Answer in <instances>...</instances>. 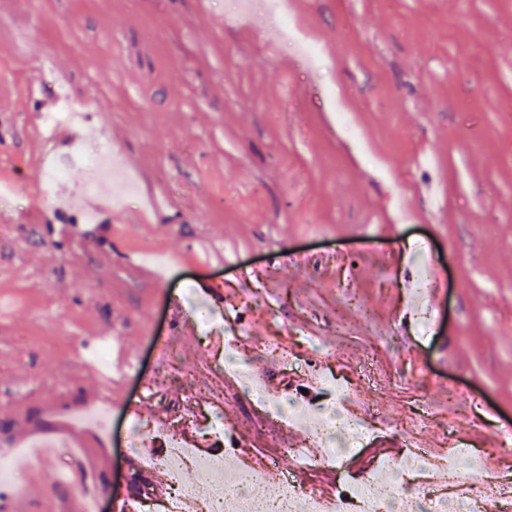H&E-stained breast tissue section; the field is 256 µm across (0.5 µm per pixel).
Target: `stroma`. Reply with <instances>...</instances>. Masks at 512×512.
<instances>
[{"label":"stroma","mask_w":512,"mask_h":512,"mask_svg":"<svg viewBox=\"0 0 512 512\" xmlns=\"http://www.w3.org/2000/svg\"><path fill=\"white\" fill-rule=\"evenodd\" d=\"M224 3L0 0V454L58 437L99 384V343L137 358L96 433L105 473L55 485L20 463L0 512H66L94 482L103 512L161 503L169 483L123 446L132 409L175 426L217 412L298 483L330 484L293 468L301 429L253 439L259 410L228 394V331L283 396L311 384L260 344L358 382L379 432L354 471L460 445L512 480V0H290L323 50L315 76L273 42L263 0L232 21ZM62 88L87 114L71 146L119 154L133 182L96 224L40 195L53 154L28 116Z\"/></svg>","instance_id":"35a3bbf8"}]
</instances>
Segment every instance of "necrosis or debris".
Wrapping results in <instances>:
<instances>
[{"mask_svg": "<svg viewBox=\"0 0 512 512\" xmlns=\"http://www.w3.org/2000/svg\"><path fill=\"white\" fill-rule=\"evenodd\" d=\"M267 11L280 37L300 47L306 66L316 69L322 62V52L299 35L284 0H268ZM224 373L236 380V396L259 406L262 421L255 429L256 435L270 437L275 426L304 429L306 447L289 451L296 468L335 467L339 478L337 492L327 501L321 499L315 488L285 478L265 499H255L250 491L265 484L266 468L272 459L261 454L251 464L242 465V458L250 451L248 444L240 441L232 425L214 415L198 425L207 436L223 443L219 453L209 456L199 454L190 446L186 435L166 426L159 430L168 448L163 455L152 453L139 435H129L127 445L139 452L144 468L164 471L174 487L164 512H181L187 502L192 503L195 512H431L427 500L398 504V492L393 485L379 477L358 478L348 470L346 458L366 447L375 433L371 422L351 411L357 397L354 388L315 369L310 378L322 393L321 403L286 408L280 394L255 379L249 358L238 352L230 335L224 338ZM462 462L467 463L474 475L473 480L465 483L457 476ZM190 464L195 466L196 475L189 484L184 482L182 474ZM487 466V458L475 450L467 451L462 457L452 455L445 459L411 451L384 463L385 469L401 472L438 469L446 479L448 490L464 487L465 492L459 497L464 512H496L497 501L491 485L476 479Z\"/></svg>", "mask_w": 512, "mask_h": 512, "instance_id": "obj_1", "label": "necrosis or debris"}]
</instances>
